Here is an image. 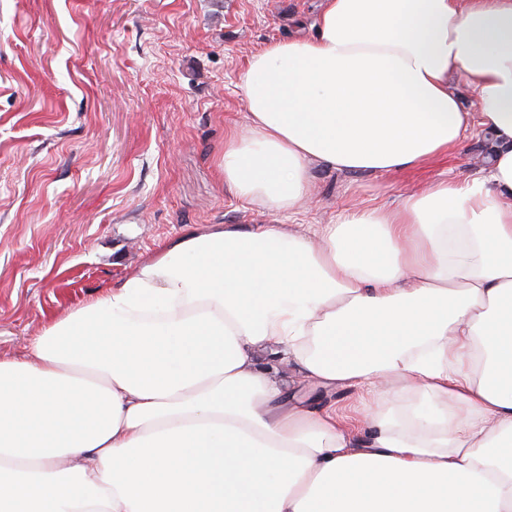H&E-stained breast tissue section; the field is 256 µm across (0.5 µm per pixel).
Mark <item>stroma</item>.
I'll list each match as a JSON object with an SVG mask.
<instances>
[{
    "instance_id": "35a3bbf8",
    "label": "stroma",
    "mask_w": 512,
    "mask_h": 512,
    "mask_svg": "<svg viewBox=\"0 0 512 512\" xmlns=\"http://www.w3.org/2000/svg\"><path fill=\"white\" fill-rule=\"evenodd\" d=\"M320 0H0V358L130 275L198 224H332L354 204L396 206L487 165L484 137L424 167L376 174L314 166L294 214L225 186L224 134H247L240 77L269 42L313 35ZM362 404L323 397L348 420Z\"/></svg>"
}]
</instances>
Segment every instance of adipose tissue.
Masks as SVG:
<instances>
[{
  "mask_svg": "<svg viewBox=\"0 0 512 512\" xmlns=\"http://www.w3.org/2000/svg\"><path fill=\"white\" fill-rule=\"evenodd\" d=\"M315 28L241 76L235 196L291 212L313 165L397 172L474 133L492 161L303 232L190 228L0 359V512H512V0H322ZM270 350L436 406L357 440Z\"/></svg>",
  "mask_w": 512,
  "mask_h": 512,
  "instance_id": "1",
  "label": "adipose tissue"
}]
</instances>
